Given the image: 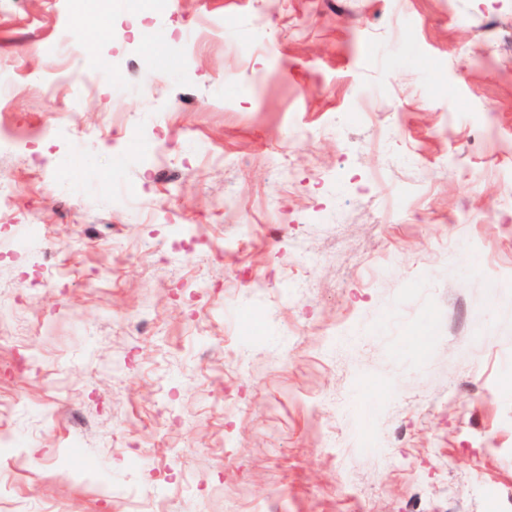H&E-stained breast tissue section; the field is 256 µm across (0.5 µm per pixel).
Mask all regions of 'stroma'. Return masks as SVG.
<instances>
[{
    "instance_id": "35a3bbf8",
    "label": "stroma",
    "mask_w": 512,
    "mask_h": 512,
    "mask_svg": "<svg viewBox=\"0 0 512 512\" xmlns=\"http://www.w3.org/2000/svg\"><path fill=\"white\" fill-rule=\"evenodd\" d=\"M76 5L0 0V512L512 502V0Z\"/></svg>"
}]
</instances>
